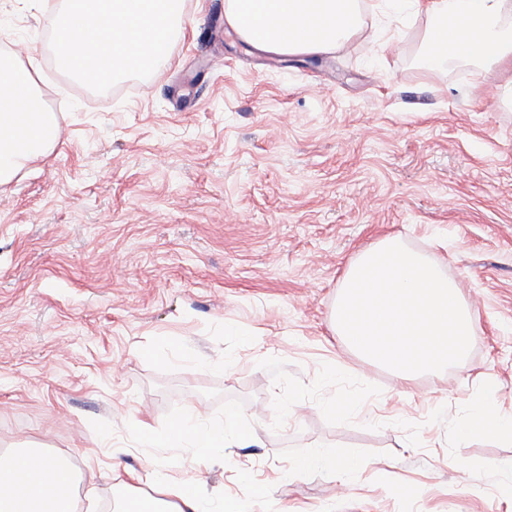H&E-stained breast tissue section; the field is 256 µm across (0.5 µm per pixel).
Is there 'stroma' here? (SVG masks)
Wrapping results in <instances>:
<instances>
[{"mask_svg": "<svg viewBox=\"0 0 512 512\" xmlns=\"http://www.w3.org/2000/svg\"><path fill=\"white\" fill-rule=\"evenodd\" d=\"M186 2L165 67L99 96L44 53L53 14L0 0L61 122L0 186V451L66 460L78 512H115L127 482L239 512H512V440L454 434L490 380L512 416V67L424 65L422 16L267 55L226 32L224 0ZM387 237L457 282L462 364L400 379L335 333L349 264ZM344 397L354 415H329ZM189 407L236 409L248 441L140 447L135 421L165 431ZM327 446L359 466L299 469ZM152 465L162 484L132 481Z\"/></svg>", "mask_w": 512, "mask_h": 512, "instance_id": "stroma-1", "label": "stroma"}]
</instances>
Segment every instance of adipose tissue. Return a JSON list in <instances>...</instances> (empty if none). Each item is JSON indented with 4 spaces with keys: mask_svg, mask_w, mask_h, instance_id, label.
<instances>
[{
    "mask_svg": "<svg viewBox=\"0 0 512 512\" xmlns=\"http://www.w3.org/2000/svg\"><path fill=\"white\" fill-rule=\"evenodd\" d=\"M427 15L423 42L426 63L465 60L512 66V0H378L374 16ZM58 59L79 79L105 85L129 69L160 70L187 27L184 0H62L58 15ZM224 24L263 53L330 54L364 27L361 0H225ZM106 33L100 41L98 33ZM60 119L38 93L35 70L19 58L0 56V185L47 157L59 140ZM496 385H488L472 407L458 440L492 432L512 437V417L494 404ZM144 448L186 443L214 449L241 440L245 431L233 411L210 421L189 412L164 433L137 425ZM76 479L64 460L37 448L0 452V512H74L69 490ZM149 512H238L199 497L190 484L176 488L173 500L148 499Z\"/></svg>",
    "mask_w": 512,
    "mask_h": 512,
    "instance_id": "obj_1",
    "label": "adipose tissue"
}]
</instances>
